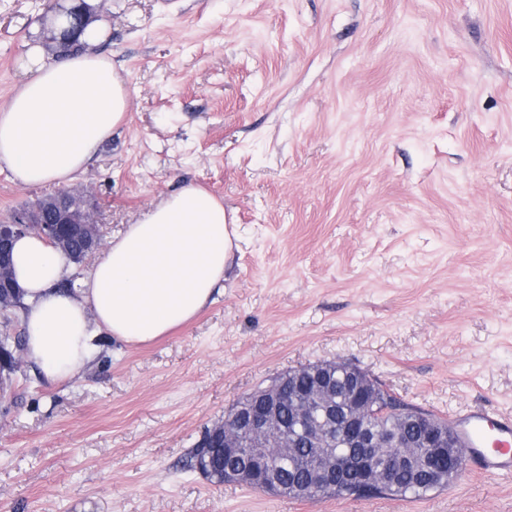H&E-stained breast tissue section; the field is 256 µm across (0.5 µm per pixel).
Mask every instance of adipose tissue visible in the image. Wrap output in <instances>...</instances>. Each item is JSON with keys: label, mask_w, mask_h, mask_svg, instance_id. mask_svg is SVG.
<instances>
[{"label": "adipose tissue", "mask_w": 512, "mask_h": 512, "mask_svg": "<svg viewBox=\"0 0 512 512\" xmlns=\"http://www.w3.org/2000/svg\"><path fill=\"white\" fill-rule=\"evenodd\" d=\"M128 92L110 61L32 54L26 80L0 107V164L25 185L65 183L122 124ZM232 248L224 204L188 184L110 240L79 291L59 281L67 259L41 237L12 246L23 290L26 356L51 384L88 360L95 332L152 342L193 319L224 277Z\"/></svg>", "instance_id": "ef3b65f1"}]
</instances>
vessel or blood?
<instances>
[{
  "label": "vessel or blood",
  "mask_w": 512,
  "mask_h": 512,
  "mask_svg": "<svg viewBox=\"0 0 512 512\" xmlns=\"http://www.w3.org/2000/svg\"><path fill=\"white\" fill-rule=\"evenodd\" d=\"M463 453L485 476L512 475V416L482 405L449 412Z\"/></svg>",
  "instance_id": "b4317fda"
}]
</instances>
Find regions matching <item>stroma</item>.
Segmentation results:
<instances>
[{
	"label": "stroma",
	"instance_id": "35a3bbf8",
	"mask_svg": "<svg viewBox=\"0 0 512 512\" xmlns=\"http://www.w3.org/2000/svg\"><path fill=\"white\" fill-rule=\"evenodd\" d=\"M50 0H0V105ZM129 91L71 180L112 237L190 182L235 248L220 290L146 345L0 396V512H512L471 466L421 499L216 485L204 430L281 373L351 363L409 406L512 415V0H90ZM58 184L0 165V221Z\"/></svg>",
	"mask_w": 512,
	"mask_h": 512
}]
</instances>
